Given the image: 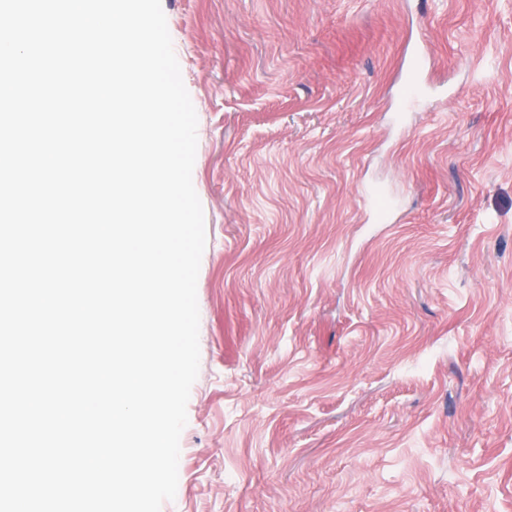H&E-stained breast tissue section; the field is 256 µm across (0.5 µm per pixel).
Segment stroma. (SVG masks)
I'll return each instance as SVG.
<instances>
[{
    "mask_svg": "<svg viewBox=\"0 0 512 512\" xmlns=\"http://www.w3.org/2000/svg\"><path fill=\"white\" fill-rule=\"evenodd\" d=\"M161 5L206 231L161 512H512V0Z\"/></svg>",
    "mask_w": 512,
    "mask_h": 512,
    "instance_id": "obj_1",
    "label": "stroma"
}]
</instances>
